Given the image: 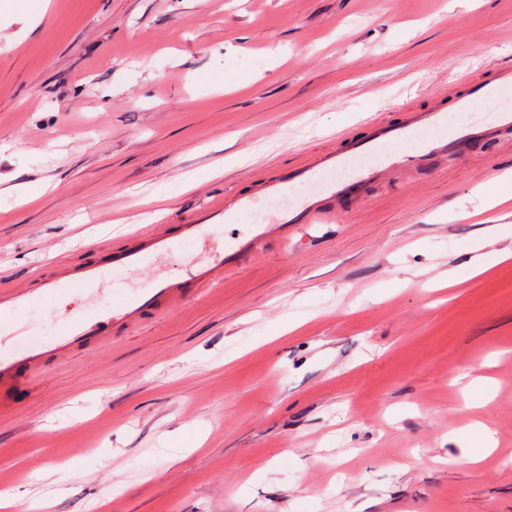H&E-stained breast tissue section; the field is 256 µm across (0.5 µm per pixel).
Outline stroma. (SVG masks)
<instances>
[{
	"instance_id": "1",
	"label": "stroma",
	"mask_w": 512,
	"mask_h": 512,
	"mask_svg": "<svg viewBox=\"0 0 512 512\" xmlns=\"http://www.w3.org/2000/svg\"><path fill=\"white\" fill-rule=\"evenodd\" d=\"M20 28L0 15L15 286L512 64V0H50ZM508 173L485 142L408 171L21 382L0 404L9 512H512ZM227 244L212 227L115 285ZM66 311L49 298L21 318L45 340Z\"/></svg>"
}]
</instances>
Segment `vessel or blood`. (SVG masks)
I'll list each match as a JSON object with an SVG mask.
<instances>
[{
    "label": "vessel or blood",
    "instance_id": "vessel-or-blood-1",
    "mask_svg": "<svg viewBox=\"0 0 512 512\" xmlns=\"http://www.w3.org/2000/svg\"><path fill=\"white\" fill-rule=\"evenodd\" d=\"M511 88L512 67L489 65L481 77L462 87L434 92L425 107L401 105L403 117L399 122L367 121L362 131L342 134L336 147L312 155L300 166L257 178L247 191L213 199L184 220L178 234H170L163 224H145L130 234L123 248L112 251L104 260L54 262L50 275L34 278L25 288L0 279V338L14 340L10 352H0V395L18 382L21 372L33 374L48 362L66 361L77 350L108 343L116 332L137 327L146 317H163L189 300L202 297L220 283L225 271L240 268L260 254L268 242H287L289 233L306 224L335 223L345 200L367 201L372 187L406 170L444 171L449 157L466 155L474 142L498 141L500 131L512 128L510 112L499 113L491 124L462 127L445 139L425 140L418 133L447 120L449 111L473 109ZM408 142L414 145L411 152L384 150L385 145ZM367 154L378 155L375 166L354 170L343 180H322V173L347 167L355 157ZM297 182L313 184L312 194L300 203L283 205L289 188ZM261 200L279 202L272 220L245 232L235 228L237 214ZM211 224L227 226L230 247L215 252L208 261L186 265L178 276L155 278L150 288L136 295L119 293L111 310L76 305L51 341L34 338L30 327L18 318L21 311L37 305L45 296L77 297L109 284L114 272L140 271L152 260L171 253L178 241L199 240Z\"/></svg>",
    "mask_w": 512,
    "mask_h": 512
}]
</instances>
